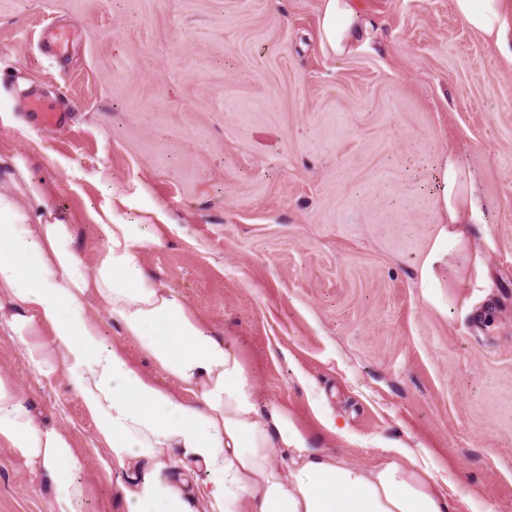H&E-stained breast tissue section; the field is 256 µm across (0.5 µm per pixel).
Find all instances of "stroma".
I'll list each match as a JSON object with an SVG mask.
<instances>
[{
	"label": "stroma",
	"mask_w": 512,
	"mask_h": 512,
	"mask_svg": "<svg viewBox=\"0 0 512 512\" xmlns=\"http://www.w3.org/2000/svg\"><path fill=\"white\" fill-rule=\"evenodd\" d=\"M319 3L0 0V193L70 225L91 272L104 225H137L145 270L237 337L260 403L313 447L370 466L418 446L460 512H512V61L451 0H363L372 26L337 57ZM49 23L74 34L51 59ZM39 98L62 127L39 129ZM451 150L484 208L438 309L419 270ZM88 311L156 374L109 308ZM0 380L69 435L81 512H125L66 370L39 373L1 331ZM49 499L0 440V512Z\"/></svg>",
	"instance_id": "obj_1"
}]
</instances>
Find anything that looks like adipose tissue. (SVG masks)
Returning a JSON list of instances; mask_svg holds the SVG:
<instances>
[{
  "instance_id": "obj_1",
  "label": "adipose tissue",
  "mask_w": 512,
  "mask_h": 512,
  "mask_svg": "<svg viewBox=\"0 0 512 512\" xmlns=\"http://www.w3.org/2000/svg\"><path fill=\"white\" fill-rule=\"evenodd\" d=\"M453 7L512 60V0H453ZM367 24L360 0H321V41L334 55L348 54ZM437 182L442 218L420 268V286L436 307L442 272L469 249L462 226L482 213L473 177L455 154L442 156ZM104 232L108 247L91 277L69 245L70 225L29 223L20 205L0 194V290L11 309L0 324L41 373L66 366L106 445L104 465L128 471L125 512H195L199 503L205 512H455L426 449L400 444L390 458L365 467L312 448L286 411L259 404L237 338L213 336L147 274L135 225L108 224ZM93 291L165 376L195 390V402L102 341L88 314ZM44 326L60 355L39 340ZM0 439L48 479L49 512H80L87 488L77 478L81 462L68 437L37 423L1 380ZM174 447L202 470V479L179 477Z\"/></svg>"
}]
</instances>
